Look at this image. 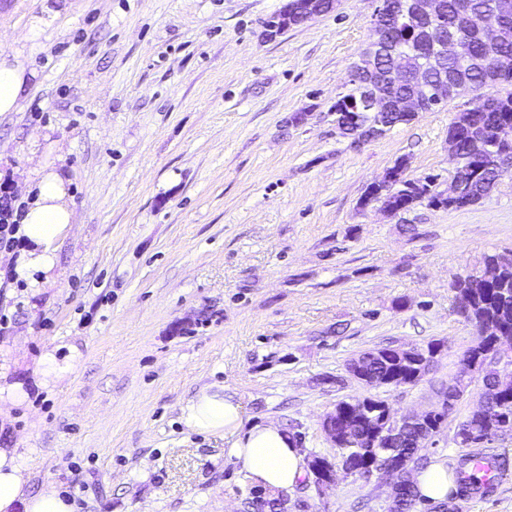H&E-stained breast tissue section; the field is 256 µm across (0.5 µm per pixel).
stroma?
I'll return each mask as SVG.
<instances>
[{"instance_id": "1", "label": "stroma", "mask_w": 512, "mask_h": 512, "mask_svg": "<svg viewBox=\"0 0 512 512\" xmlns=\"http://www.w3.org/2000/svg\"><path fill=\"white\" fill-rule=\"evenodd\" d=\"M284 3L54 0L35 36L43 0H0V52L36 72L21 111L0 114V194L25 201L23 175L43 158L70 179L75 212L52 286L12 280L19 252L0 251V374L27 394L0 406V448L17 449L29 493L54 485L72 512H248L254 486L226 440L181 419L212 384L250 423L337 462L322 419L338 402L380 399L401 417L459 378L423 455L453 470L467 455L456 431L483 383L460 373L475 329L452 285L512 254V173L465 208L363 204L401 158L407 177L446 190L448 129L474 99L353 145L332 107L379 0H337L266 37ZM434 340L442 351L416 384L367 387L347 371L363 351ZM72 346V369L43 387L39 358ZM279 497L288 512L394 505L389 479L341 470L324 490L303 478ZM417 512H512V473L492 496Z\"/></svg>"}]
</instances>
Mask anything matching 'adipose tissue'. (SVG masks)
<instances>
[{
	"instance_id": "1",
	"label": "adipose tissue",
	"mask_w": 512,
	"mask_h": 512,
	"mask_svg": "<svg viewBox=\"0 0 512 512\" xmlns=\"http://www.w3.org/2000/svg\"><path fill=\"white\" fill-rule=\"evenodd\" d=\"M32 72L18 57L0 56V112H15L24 98ZM29 201L19 233L25 246L15 266L17 278L39 289L55 280L56 243L68 232L73 218L71 182L62 170L38 164L27 176ZM239 400L222 385L202 389L182 411L185 426L197 432L221 435L228 453L251 482L276 492L293 487L302 477L305 460L294 441L273 422L245 426ZM413 481L421 498L439 503L455 491V474L446 460L436 459L417 471ZM28 475L16 449L0 448V512H72V505L54 486L27 492Z\"/></svg>"
}]
</instances>
